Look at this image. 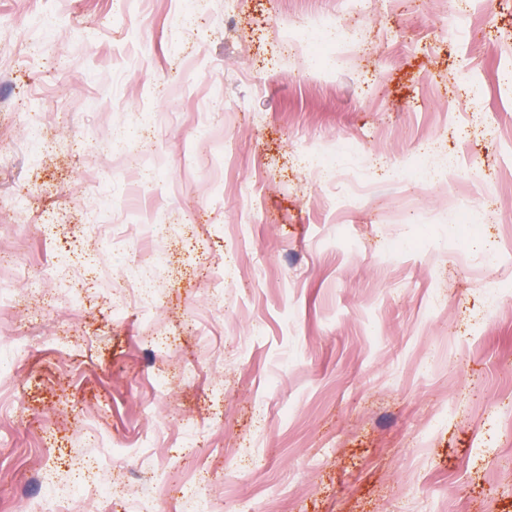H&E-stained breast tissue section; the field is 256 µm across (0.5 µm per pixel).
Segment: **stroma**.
Wrapping results in <instances>:
<instances>
[{"label": "stroma", "instance_id": "stroma-1", "mask_svg": "<svg viewBox=\"0 0 512 512\" xmlns=\"http://www.w3.org/2000/svg\"><path fill=\"white\" fill-rule=\"evenodd\" d=\"M318 15L364 37L329 72L284 47ZM142 124L150 148L122 140ZM440 145L456 168L412 182ZM490 243L512 254V0H0V512L93 459L126 493L85 512H139L158 478L186 512L202 469L216 512H512ZM149 262L157 307L113 316ZM308 158H315L317 164H306L305 160ZM300 160L305 167L311 168L312 175L320 181L333 179L336 176L335 155L325 156L314 152L302 151Z\"/></svg>", "mask_w": 512, "mask_h": 512}]
</instances>
